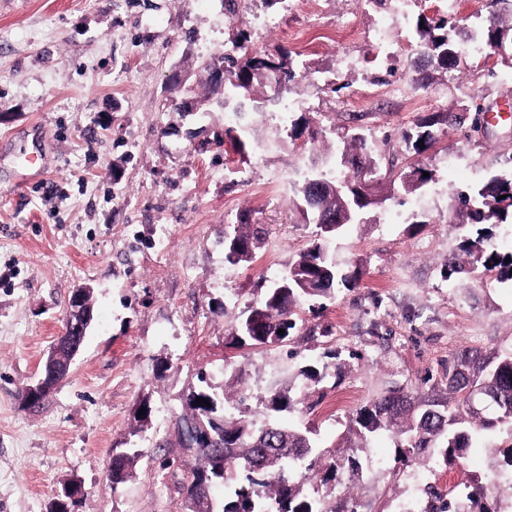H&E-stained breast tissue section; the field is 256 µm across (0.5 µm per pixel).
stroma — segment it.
Returning a JSON list of instances; mask_svg holds the SVG:
<instances>
[{
  "label": "stroma",
  "instance_id": "obj_1",
  "mask_svg": "<svg viewBox=\"0 0 512 512\" xmlns=\"http://www.w3.org/2000/svg\"><path fill=\"white\" fill-rule=\"evenodd\" d=\"M493 10L491 0H0V512H51L70 482L82 489L71 512H180L194 460L175 417L202 372L216 389L241 376L253 396L299 397L281 421L359 466L355 489L344 472L321 486L335 512L350 499L356 512H430L436 494L473 485L485 512H512L511 437L452 462L436 448L403 464L390 434L364 440L352 424L398 388L448 399L456 353L512 349V281L442 276L462 237L512 251V226L453 218L458 195L512 158V50L466 55L467 70L444 73L417 31L454 13L463 48ZM236 41L296 73L257 88L262 111L225 109L230 86L200 70ZM423 125L435 142L418 154L403 135ZM358 134L366 147L353 146ZM344 150L430 179L411 194L385 188L364 223L322 237L297 190L311 173L344 174ZM37 151L45 166L24 168ZM252 232L251 260L229 262L225 238ZM317 245L346 282L296 307L283 343L226 347L243 313ZM79 288L94 310L84 344L40 406L23 407L18 393ZM116 448L139 451L117 486Z\"/></svg>",
  "mask_w": 512,
  "mask_h": 512
}]
</instances>
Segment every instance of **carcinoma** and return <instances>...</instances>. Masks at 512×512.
<instances>
[{
  "label": "carcinoma",
  "mask_w": 512,
  "mask_h": 512,
  "mask_svg": "<svg viewBox=\"0 0 512 512\" xmlns=\"http://www.w3.org/2000/svg\"><path fill=\"white\" fill-rule=\"evenodd\" d=\"M455 17L448 15L434 21L423 41L425 52L437 66L448 71V54L459 53L452 36ZM511 28L500 26L498 17L491 16L486 27L485 43L499 49ZM224 65L233 97L229 104L237 111L256 112L259 100L254 97L255 83L264 76L274 75L279 85L295 79V72L283 62L261 55L237 57L230 53L216 57ZM425 169L418 167L397 176L407 193L419 189L427 178ZM326 190L318 197L314 210L343 212L350 210L356 223L369 204L358 206L363 197L357 176L322 179ZM456 212L472 224H506L512 218V171L495 175L483 186L458 197ZM240 248L231 250L232 241ZM227 241L228 258L246 262L251 258L250 237L237 235ZM463 262L451 261L444 269V278H473L478 273L495 271L502 280L512 281V252L501 254L484 246L483 239L465 238L460 243ZM341 274L331 259L319 248L309 250L290 266L279 281L257 300L241 319L229 346H268L284 342L296 328L294 308L306 298L326 296ZM284 334H278V330ZM448 388L460 394L456 401H416L409 391L395 390L362 407L354 417L357 433L367 438L386 431L399 440L397 446L415 461L432 448L446 449V457L454 460L483 438L504 430L512 435V349L496 356L490 365L473 355H458L448 370ZM486 394L497 403V413L485 417L469 403V395ZM204 398L210 406L196 405ZM250 394L244 381L236 380L216 392L208 386L190 392L185 410L176 417L180 443L194 450L196 466L187 484L183 485L182 512H206L203 485H224V500L214 506V512H333L304 492L309 472L318 471L322 481L336 479L342 465L328 456L308 428L285 425L275 413L298 403L285 392H271L261 401L259 414L263 424L257 426L248 419L251 412ZM139 456L132 448L112 449L109 476L117 485L125 481ZM438 505L432 512H482L465 510L453 497L438 495Z\"/></svg>",
  "instance_id": "1"
}]
</instances>
